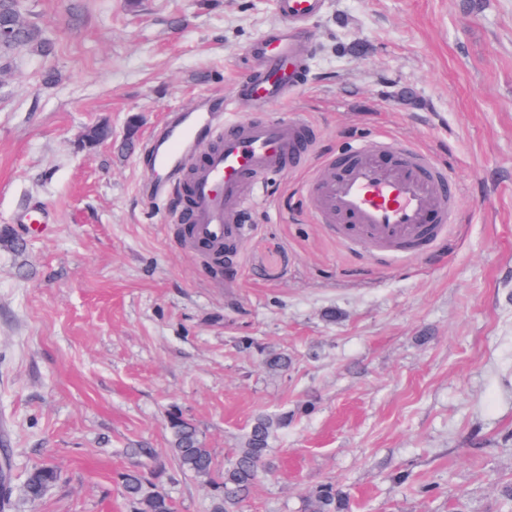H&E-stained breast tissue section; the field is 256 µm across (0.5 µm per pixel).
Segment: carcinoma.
Returning <instances> with one entry per match:
<instances>
[{
    "label": "carcinoma",
    "instance_id": "carcinoma-1",
    "mask_svg": "<svg viewBox=\"0 0 512 512\" xmlns=\"http://www.w3.org/2000/svg\"><path fill=\"white\" fill-rule=\"evenodd\" d=\"M0 23L14 31V40L0 43V54L6 56L23 49L45 57L53 52V39L32 20L25 0H0ZM263 364L270 372H286L289 358L281 352H268ZM293 420L294 415L288 411L255 414L233 456L220 468L197 428L173 408L166 416L168 452L176 472L189 474L210 488V512H239L251 488L271 473L272 443ZM58 478V472L51 466L31 467L23 482L26 499L33 503L41 500ZM119 481L133 512H173L168 494L142 471L127 470L120 474ZM306 508L307 512H350V499L336 484L328 482L309 494Z\"/></svg>",
    "mask_w": 512,
    "mask_h": 512
}]
</instances>
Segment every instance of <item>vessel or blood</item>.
<instances>
[{
	"label": "vessel or blood",
	"instance_id": "vessel-or-blood-1",
	"mask_svg": "<svg viewBox=\"0 0 512 512\" xmlns=\"http://www.w3.org/2000/svg\"><path fill=\"white\" fill-rule=\"evenodd\" d=\"M325 8L326 0H276L279 28L251 47L264 67L244 75L239 85L254 108L251 115L229 119L221 106L194 117L178 112L160 137L146 141L152 167L166 172L168 186H187L191 202L179 211L178 221L194 225L197 237L216 244L243 237L246 229L239 216L251 190L270 173L309 163L312 126L299 117L273 120L263 111L287 100L299 85L303 55L297 34ZM202 134L213 145L190 177L187 162ZM304 190L315 221L330 225L344 241L365 243L394 260L423 254L446 235L459 187L433 154L396 141L385 159L363 144L336 154Z\"/></svg>",
	"mask_w": 512,
	"mask_h": 512
}]
</instances>
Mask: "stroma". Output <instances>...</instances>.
Listing matches in <instances>:
<instances>
[{"instance_id":"35a3bbf8","label":"stroma","mask_w":512,"mask_h":512,"mask_svg":"<svg viewBox=\"0 0 512 512\" xmlns=\"http://www.w3.org/2000/svg\"><path fill=\"white\" fill-rule=\"evenodd\" d=\"M26 2L55 48L0 59V419L14 485L42 463L59 480L9 512H128L137 467L175 512H209L168 454L172 408L219 464L257 412H294L241 512H304L327 482L351 512H512V0H329L307 84L268 111L309 122L313 156L256 188L220 276L182 243L179 198L146 191L141 146L206 101L249 114L238 81L275 0ZM103 120L111 142L80 150ZM383 135L459 186L448 238L412 260L343 245L302 192Z\"/></svg>"}]
</instances>
